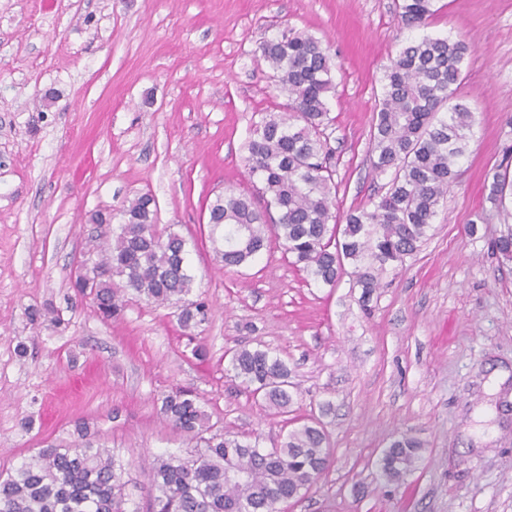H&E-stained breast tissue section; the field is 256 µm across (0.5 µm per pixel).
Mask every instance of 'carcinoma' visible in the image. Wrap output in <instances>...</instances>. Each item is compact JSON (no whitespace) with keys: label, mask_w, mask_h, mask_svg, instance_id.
<instances>
[{"label":"carcinoma","mask_w":512,"mask_h":512,"mask_svg":"<svg viewBox=\"0 0 512 512\" xmlns=\"http://www.w3.org/2000/svg\"><path fill=\"white\" fill-rule=\"evenodd\" d=\"M437 0H400L403 25L423 27L437 12ZM471 45L448 37H424L402 48L383 76L370 130L373 168L391 175L389 188L370 207L355 208L339 223L331 148L332 122L326 95L334 89L328 48L306 32L286 30L263 41L260 57L288 97V112L263 117L247 143L249 177L266 198L259 208L232 189L208 207L210 241L226 269L250 265L269 238L282 242L293 264L314 282L334 287L353 266V286L370 295L379 273L417 252L457 176L473 135L474 114L452 103ZM508 182L494 171L486 200L504 210ZM157 205L148 194L123 210L117 231L98 238L88 252L90 291L99 316L121 317L131 293L158 306H175L186 329L208 318V304L191 300L194 279L186 266V240L175 231H156ZM512 263V224L496 242ZM227 371L256 398L280 410L293 401L291 369L263 349L233 352ZM168 425L186 438V455L157 456L141 487L147 512H272L276 502L301 496L329 461L324 431L304 423L289 431L280 447L260 448L261 435L243 439L212 421L199 397L175 390L161 398ZM81 442L48 444L0 472V512H140L126 489L128 467L113 450L95 448L87 424ZM423 443L412 436L394 441L381 459L385 479L397 483L421 457Z\"/></svg>","instance_id":"1"}]
</instances>
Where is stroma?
<instances>
[{"label":"stroma","mask_w":512,"mask_h":512,"mask_svg":"<svg viewBox=\"0 0 512 512\" xmlns=\"http://www.w3.org/2000/svg\"><path fill=\"white\" fill-rule=\"evenodd\" d=\"M398 0H0V471L88 423L145 484L156 455L186 442L162 394H198L235 435L265 449L315 417L328 467L288 512H512V264L486 175L512 174V0H439L428 28ZM328 45V129L340 210L384 192L370 129L386 66L424 36L473 42L454 95L475 115L470 148L420 249L370 299L349 277L314 284L278 241L221 269L208 203L252 193L254 122L283 113L258 47L283 30ZM152 194L157 230L187 241L194 296L210 317L185 331L171 307L130 299L102 320L73 286L95 211ZM61 318L30 322L27 308ZM26 356H18V345ZM202 346L205 359L193 350ZM267 348L292 370L287 413L226 375V356ZM424 448L387 483L379 461L403 434Z\"/></svg>","instance_id":"35a3bbf8"}]
</instances>
